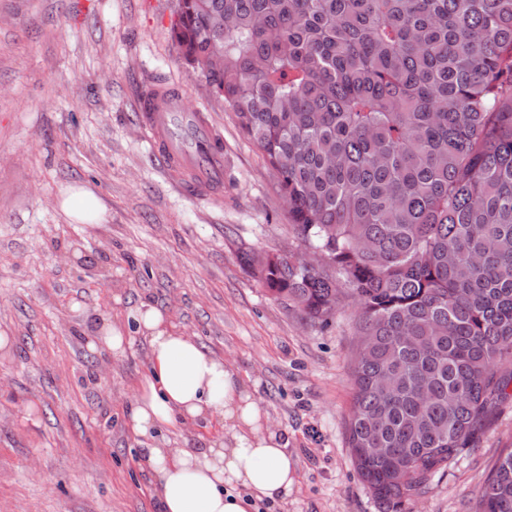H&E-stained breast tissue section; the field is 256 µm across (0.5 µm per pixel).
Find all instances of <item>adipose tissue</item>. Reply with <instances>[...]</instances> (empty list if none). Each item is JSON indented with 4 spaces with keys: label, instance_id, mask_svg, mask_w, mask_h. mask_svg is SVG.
Masks as SVG:
<instances>
[{
    "label": "adipose tissue",
    "instance_id": "ef3b65f1",
    "mask_svg": "<svg viewBox=\"0 0 512 512\" xmlns=\"http://www.w3.org/2000/svg\"><path fill=\"white\" fill-rule=\"evenodd\" d=\"M61 208L78 224L105 219L104 207L84 187L65 191ZM127 317L151 363L132 403V433L149 438L163 426L224 421L223 435L205 443L146 449L140 466L152 477L162 512H253L262 501H287L297 483L288 438L270 426L234 369L154 307L129 308Z\"/></svg>",
    "mask_w": 512,
    "mask_h": 512
}]
</instances>
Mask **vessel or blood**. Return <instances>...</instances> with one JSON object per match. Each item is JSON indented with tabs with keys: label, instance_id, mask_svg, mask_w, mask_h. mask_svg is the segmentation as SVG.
Instances as JSON below:
<instances>
[{
	"label": "vessel or blood",
	"instance_id": "obj_1",
	"mask_svg": "<svg viewBox=\"0 0 512 512\" xmlns=\"http://www.w3.org/2000/svg\"><path fill=\"white\" fill-rule=\"evenodd\" d=\"M140 119L151 134L152 153L186 191L206 199L224 187V145L207 117L186 96L164 82L141 99Z\"/></svg>",
	"mask_w": 512,
	"mask_h": 512
}]
</instances>
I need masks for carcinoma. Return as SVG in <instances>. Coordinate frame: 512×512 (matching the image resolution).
<instances>
[{
	"instance_id": "obj_1",
	"label": "carcinoma",
	"mask_w": 512,
	"mask_h": 512,
	"mask_svg": "<svg viewBox=\"0 0 512 512\" xmlns=\"http://www.w3.org/2000/svg\"><path fill=\"white\" fill-rule=\"evenodd\" d=\"M172 32L326 257L266 262L267 292L357 304L346 443L403 512L512 396V0H178ZM474 512H512V448Z\"/></svg>"
}]
</instances>
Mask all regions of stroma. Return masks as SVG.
Instances as JSON below:
<instances>
[{
    "instance_id": "obj_1",
    "label": "stroma",
    "mask_w": 512,
    "mask_h": 512,
    "mask_svg": "<svg viewBox=\"0 0 512 512\" xmlns=\"http://www.w3.org/2000/svg\"><path fill=\"white\" fill-rule=\"evenodd\" d=\"M176 0H0V512H158L129 406L149 371L140 337L91 348L104 318L148 303L223 357L288 435L295 490L275 512H379L346 444L359 313L328 325L272 298L243 249L305 253L262 151L179 58ZM178 86L224 141V192L185 193L155 160L138 101ZM82 184L106 220L74 223ZM80 313H73V305ZM512 399L404 512H473Z\"/></svg>"
}]
</instances>
